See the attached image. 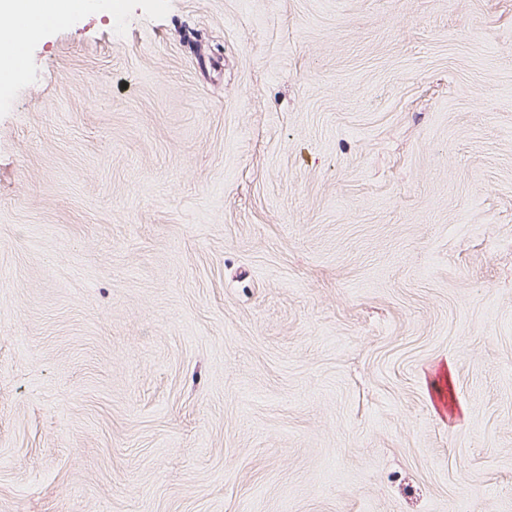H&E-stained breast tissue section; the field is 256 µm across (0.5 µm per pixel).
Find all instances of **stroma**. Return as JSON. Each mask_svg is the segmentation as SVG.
Returning <instances> with one entry per match:
<instances>
[{
	"label": "stroma",
	"instance_id": "obj_1",
	"mask_svg": "<svg viewBox=\"0 0 512 512\" xmlns=\"http://www.w3.org/2000/svg\"><path fill=\"white\" fill-rule=\"evenodd\" d=\"M0 512H512V0H94L32 39Z\"/></svg>",
	"mask_w": 512,
	"mask_h": 512
}]
</instances>
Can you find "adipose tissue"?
<instances>
[{"mask_svg": "<svg viewBox=\"0 0 512 512\" xmlns=\"http://www.w3.org/2000/svg\"><path fill=\"white\" fill-rule=\"evenodd\" d=\"M77 9L75 0H0V70L18 76L21 67L10 48L27 43Z\"/></svg>", "mask_w": 512, "mask_h": 512, "instance_id": "1", "label": "adipose tissue"}]
</instances>
